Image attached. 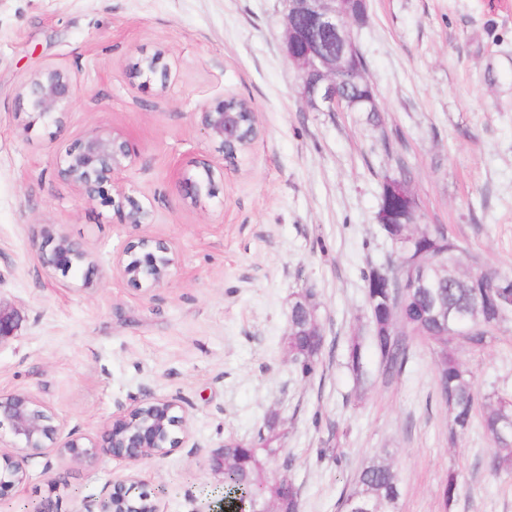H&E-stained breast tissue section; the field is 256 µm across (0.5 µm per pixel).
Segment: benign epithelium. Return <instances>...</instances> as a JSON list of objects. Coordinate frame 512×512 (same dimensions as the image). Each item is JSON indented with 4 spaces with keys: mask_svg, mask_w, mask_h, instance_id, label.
I'll return each instance as SVG.
<instances>
[{
    "mask_svg": "<svg viewBox=\"0 0 512 512\" xmlns=\"http://www.w3.org/2000/svg\"><path fill=\"white\" fill-rule=\"evenodd\" d=\"M286 33L283 51L297 71L303 104L317 112L351 110L348 91L365 80L357 64L358 46L352 35L355 14L366 0H286ZM165 53L143 55L133 66L135 76L151 79L166 76ZM77 79L59 68L35 73L19 97V106L36 120L59 125L73 104ZM206 133L218 141L226 155L247 152L241 141L239 113L224 109V101L206 106L199 113ZM135 153L120 130H95L65 149L58 158L59 175L88 198L103 197L107 187L116 189L118 206L127 209L129 224H148L151 210L135 197L118 189L119 175L128 169ZM402 254V273L416 280L427 266L448 253V244L420 243L417 234L397 237ZM40 263L48 271L66 277L86 260L80 244L61 236L47 238L40 250ZM177 254L166 243L143 237L126 244L113 262V269L129 287L150 292L166 284ZM19 322L15 311L0 306V345L14 337ZM8 434L17 454L0 453V505L28 480L25 457L54 453L77 464H94L112 457L134 466L148 458H163L189 438L185 407L176 398L146 397L127 412L112 416L101 443L85 442L63 426L46 406L27 393L0 392V437ZM159 491L148 490L133 472L111 481L96 497L81 499L76 512H160ZM205 512H244L241 502L222 495L205 502Z\"/></svg>",
    "mask_w": 512,
    "mask_h": 512,
    "instance_id": "7a95c632",
    "label": "benign epithelium"
}]
</instances>
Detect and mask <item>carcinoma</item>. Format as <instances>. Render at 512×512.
<instances>
[{
  "label": "carcinoma",
  "mask_w": 512,
  "mask_h": 512,
  "mask_svg": "<svg viewBox=\"0 0 512 512\" xmlns=\"http://www.w3.org/2000/svg\"><path fill=\"white\" fill-rule=\"evenodd\" d=\"M354 102L353 111L367 113L368 120H378V107L362 102L363 91L350 90ZM422 241L440 239L448 241V262L461 264V252L456 242L448 237L441 225L426 227L421 233ZM473 270L435 282L427 288H417L408 280L399 277L404 291L394 301L397 318L407 332L425 340L438 356L436 365L437 389L441 401L448 408L452 434H462L472 423L477 392L472 374L458 352L464 343L472 348H481L487 343L492 329L502 321L491 307V288L483 287L485 278H504L495 267L484 264L476 256L471 257ZM380 288L369 289L368 312L374 326L372 343L384 370L400 373L408 362V353L403 342L386 335L390 312ZM318 311L312 293L300 297L291 307L288 317V336L283 347L288 363L301 379L316 374L319 358L325 346L322 330L311 332L309 311ZM462 313L477 315V333L474 336L458 335V328L447 318ZM347 367L355 380L362 383L368 376L362 346L354 341L348 348ZM482 424L494 443L492 469L496 472L512 470V397L488 398L483 404ZM282 449L276 439V425L268 423V435H260L256 444L245 446L239 442L224 444L226 464L224 473L218 475L217 488L224 494H236L251 506L253 501L263 504L272 502L279 512H299V488L284 472L269 473L271 464L281 458ZM401 486L397 471L384 458H376L358 473L352 490L345 496L342 508L345 512H398Z\"/></svg>",
  "instance_id": "1"
}]
</instances>
